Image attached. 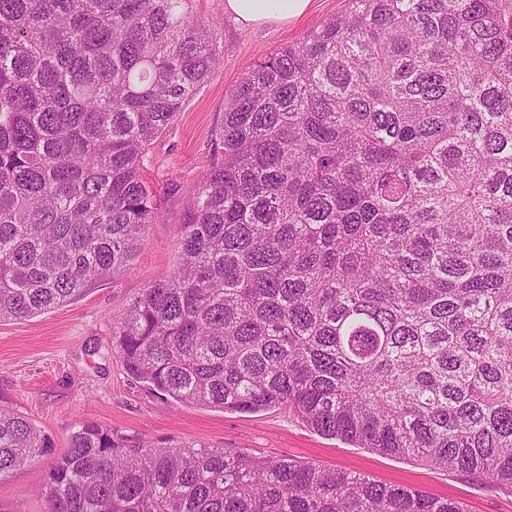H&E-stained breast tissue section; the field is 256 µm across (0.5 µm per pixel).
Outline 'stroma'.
Wrapping results in <instances>:
<instances>
[{
  "instance_id": "stroma-1",
  "label": "stroma",
  "mask_w": 512,
  "mask_h": 512,
  "mask_svg": "<svg viewBox=\"0 0 512 512\" xmlns=\"http://www.w3.org/2000/svg\"><path fill=\"white\" fill-rule=\"evenodd\" d=\"M345 0H311L285 24L244 26L224 0H191L198 20L223 36V62L179 112L144 157L148 180L196 183L224 121L225 97L254 61L344 9ZM187 198L168 197L160 223L150 225L136 259L74 300L25 319L0 320V409L21 415L53 443L50 454L0 478V512H45L39 496L57 453L79 425L110 429L130 448L202 444L254 456H288L455 498L469 512H512V494L421 462L382 456L307 427L288 407L255 413L182 405L129 377L112 354V321L154 281L176 269Z\"/></svg>"
}]
</instances>
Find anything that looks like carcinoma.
<instances>
[{
    "label": "carcinoma",
    "mask_w": 512,
    "mask_h": 512,
    "mask_svg": "<svg viewBox=\"0 0 512 512\" xmlns=\"http://www.w3.org/2000/svg\"><path fill=\"white\" fill-rule=\"evenodd\" d=\"M190 0H0V319L136 257L183 192L181 261L112 327L182 404L512 492V0H349L241 74L191 186L142 175L223 61ZM53 447L0 410V478ZM47 512H467L287 456L125 448L89 422Z\"/></svg>",
    "instance_id": "cac0c4a2"
}]
</instances>
